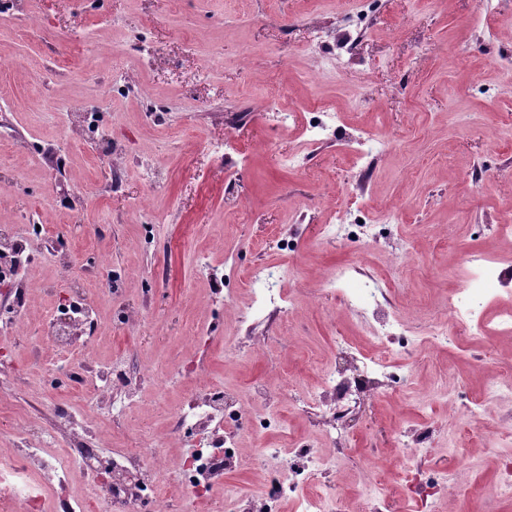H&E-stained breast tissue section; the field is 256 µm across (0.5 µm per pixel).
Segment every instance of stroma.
Returning a JSON list of instances; mask_svg holds the SVG:
<instances>
[{
	"label": "stroma",
	"mask_w": 512,
	"mask_h": 512,
	"mask_svg": "<svg viewBox=\"0 0 512 512\" xmlns=\"http://www.w3.org/2000/svg\"><path fill=\"white\" fill-rule=\"evenodd\" d=\"M346 10L343 0H7L0 226L38 224L42 236L25 274L27 315L0 343V417L63 402L87 420L91 447L137 446L147 431L157 457L176 463L194 442H174V421L202 372L237 386L245 411L271 421L246 436L250 465L225 472L215 498L228 486L262 495L255 470L278 472L295 444L319 450L326 439L319 417L264 405L253 387L284 377L286 392L313 397L307 356L335 363L338 334L374 323L371 310L327 289L337 271L383 274L401 255L394 304L415 333L464 287L462 253L491 251L494 225L512 223V75L496 65L512 51V0H370V36L333 69ZM316 30L326 41L312 48ZM271 98L286 111L311 101L345 109L346 126L378 127L389 145L358 165L333 140L303 148L298 133L267 121ZM360 189L383 208V229L356 252L324 228ZM100 256L106 265H95ZM254 265L277 270L297 310L235 337L225 284L235 280L247 309ZM77 279L92 290L97 326L85 346L60 353L45 323ZM117 306L131 327L113 322ZM87 357L143 375L136 413L120 392L51 387ZM393 363L408 388L380 394L346 426L349 448L330 474L343 505L378 496L379 475L398 487L411 464L404 437L429 426L434 463L454 472L448 512H512L483 448L512 412V391L487 404L476 429L430 385L440 369L472 392L479 373L504 375L512 363L466 337L440 352L417 342Z\"/></svg>",
	"instance_id": "1"
}]
</instances>
